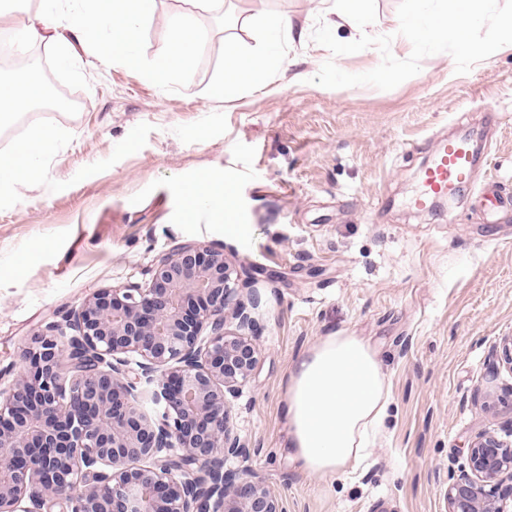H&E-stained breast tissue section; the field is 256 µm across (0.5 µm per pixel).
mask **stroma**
I'll use <instances>...</instances> for the list:
<instances>
[{
	"label": "stroma",
	"instance_id": "obj_1",
	"mask_svg": "<svg viewBox=\"0 0 512 512\" xmlns=\"http://www.w3.org/2000/svg\"><path fill=\"white\" fill-rule=\"evenodd\" d=\"M325 7L156 0L140 40L146 67L164 57L174 15L192 14L207 38L190 71L162 84L99 66L78 43L68 63L45 45L43 64L81 109L29 110L0 126L5 153L37 131L57 135L35 184L0 203V389L32 337L66 326L94 291L149 283L179 247L222 245L262 271L259 362L229 398L248 453L227 468L262 480L284 512H446L472 439H512V371L488 375L512 336V206L489 215L472 189L435 211L410 199L436 142L468 132L479 137L474 186L493 180L512 196V50L465 74L434 54L388 91L328 89L313 78L332 54L310 40L289 48L294 65L268 87L209 100L226 36L251 46L264 16L313 22ZM381 61L374 47L336 60L349 73ZM203 173L229 182L248 236L222 213L189 211ZM332 330L377 350L393 404L355 473L304 476L282 447L281 399L300 351Z\"/></svg>",
	"mask_w": 512,
	"mask_h": 512
}]
</instances>
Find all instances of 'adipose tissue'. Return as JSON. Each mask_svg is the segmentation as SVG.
<instances>
[{
  "mask_svg": "<svg viewBox=\"0 0 512 512\" xmlns=\"http://www.w3.org/2000/svg\"><path fill=\"white\" fill-rule=\"evenodd\" d=\"M371 2L333 0L325 23L352 27L358 46H368L373 40L366 29ZM153 13L154 0H40L38 10L15 21L14 32L26 41L49 40L62 46L72 35L94 50L101 65L139 70L144 66L140 36ZM168 32L167 58L156 71L160 79L171 72L186 73L207 46L188 15L173 17ZM306 37V23L287 14H270L263 19V35L254 48L225 41L224 72L212 86L210 100H230L245 86L266 87L288 64L284 45L304 42ZM42 95L34 77L0 79V115H16ZM55 141L54 132L44 131L0 158V201L18 196L29 185ZM390 404L389 382L376 350L365 339L345 330L317 337L291 367L281 402L283 446L289 459L301 473L319 477L356 468Z\"/></svg>",
  "mask_w": 512,
  "mask_h": 512,
  "instance_id": "1",
  "label": "adipose tissue"
}]
</instances>
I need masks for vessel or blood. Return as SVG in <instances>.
Instances as JSON below:
<instances>
[{
	"label": "vessel or blood",
	"instance_id": "vessel-or-blood-1",
	"mask_svg": "<svg viewBox=\"0 0 512 512\" xmlns=\"http://www.w3.org/2000/svg\"><path fill=\"white\" fill-rule=\"evenodd\" d=\"M475 162L468 140L457 138L439 143L431 163L421 174L420 190L414 199L423 208L467 185Z\"/></svg>",
	"mask_w": 512,
	"mask_h": 512
}]
</instances>
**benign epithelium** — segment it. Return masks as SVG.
<instances>
[{
	"label": "benign epithelium",
	"mask_w": 512,
	"mask_h": 512,
	"mask_svg": "<svg viewBox=\"0 0 512 512\" xmlns=\"http://www.w3.org/2000/svg\"><path fill=\"white\" fill-rule=\"evenodd\" d=\"M256 274L222 247L183 246L159 260L147 287L94 292L71 335L51 326L33 337L0 390V512L48 502L59 512H283L261 481L224 468L246 453L226 395L259 361L258 323L235 299ZM504 365L512 371V336L489 374ZM143 380L158 381L159 420L138 404ZM509 498L512 444L480 433L448 484V512H507Z\"/></svg>",
	"instance_id": "7a95c632"
}]
</instances>
